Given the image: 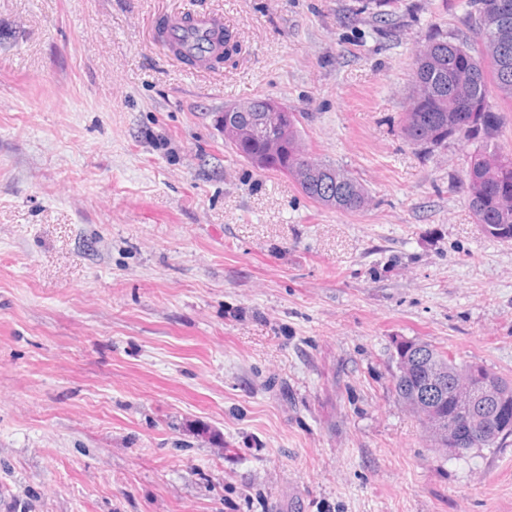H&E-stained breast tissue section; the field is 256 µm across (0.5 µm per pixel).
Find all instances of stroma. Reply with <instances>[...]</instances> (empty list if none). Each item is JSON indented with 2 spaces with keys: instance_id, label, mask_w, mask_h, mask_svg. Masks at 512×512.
<instances>
[{
  "instance_id": "stroma-1",
  "label": "stroma",
  "mask_w": 512,
  "mask_h": 512,
  "mask_svg": "<svg viewBox=\"0 0 512 512\" xmlns=\"http://www.w3.org/2000/svg\"><path fill=\"white\" fill-rule=\"evenodd\" d=\"M0 0V512H512V438L431 448L393 344L512 372V242L469 146L400 133L415 52L466 0ZM234 22L190 69L160 18ZM302 113L372 202L235 160L224 106ZM358 8L359 13H368L371 18L381 26L390 24L392 17L396 14V0H361Z\"/></svg>"
}]
</instances>
